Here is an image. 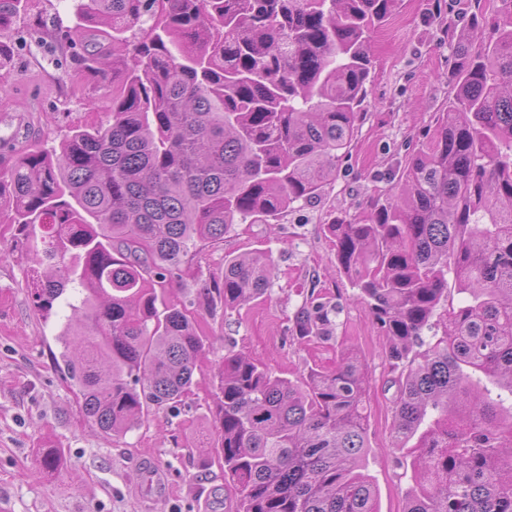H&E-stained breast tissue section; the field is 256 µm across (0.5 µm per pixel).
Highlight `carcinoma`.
<instances>
[{"label":"carcinoma","mask_w":512,"mask_h":512,"mask_svg":"<svg viewBox=\"0 0 512 512\" xmlns=\"http://www.w3.org/2000/svg\"><path fill=\"white\" fill-rule=\"evenodd\" d=\"M496 2L489 14L475 0L448 30V104L405 158L401 193L328 225L338 269L387 339L396 437L416 439L407 512H512V0ZM396 5L75 0L79 23L53 40L77 84L111 67V120L18 154L0 201L46 269L35 307L70 308L61 358L106 436L194 384L197 318L163 298L191 249L273 224L336 180L367 98L369 34ZM28 11L0 0V30ZM275 276L270 253L229 255L213 288L235 308ZM341 311L310 291L291 339L336 341ZM215 378V453L237 512H378L357 472L369 413L356 352L296 382L236 353Z\"/></svg>","instance_id":"1"}]
</instances>
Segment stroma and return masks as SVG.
<instances>
[{"label":"stroma","instance_id":"obj_1","mask_svg":"<svg viewBox=\"0 0 512 512\" xmlns=\"http://www.w3.org/2000/svg\"><path fill=\"white\" fill-rule=\"evenodd\" d=\"M469 0H398L391 17L370 35L372 70L358 132L321 199L301 202L274 224H239L217 242H203L171 299L196 313L207 357L176 406L149 410L122 436H105L80 410L78 390L58 369V334L66 312L42 316L33 304L34 265L9 208H0V512H235L237 493L213 459V375L225 354L242 352L276 374L297 380L311 366L334 368L341 350L355 347L369 379L368 448L359 465L376 487L378 512H405L413 485L409 448L394 433L386 338L355 299L336 267L325 226L358 217L393 195L408 152L432 139L437 112L448 102L452 52L448 25ZM34 23L19 22L0 70L11 89L0 95V168L26 148L60 146L78 124L107 123L112 87L91 79L72 87L64 51L52 35L75 25L71 0H32ZM272 251L278 270L262 298L234 309L206 301L204 288L224 258ZM344 306L335 346L298 345L294 316L312 286ZM44 448L61 449L50 472ZM151 459L169 494L151 498L140 462Z\"/></svg>","mask_w":512,"mask_h":512}]
</instances>
